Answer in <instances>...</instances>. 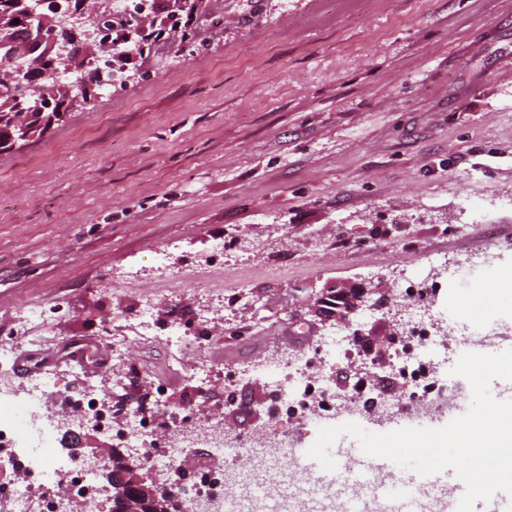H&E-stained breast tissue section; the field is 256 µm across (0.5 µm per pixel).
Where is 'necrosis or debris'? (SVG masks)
I'll use <instances>...</instances> for the list:
<instances>
[{
    "instance_id": "4bbe7bcc",
    "label": "necrosis or debris",
    "mask_w": 512,
    "mask_h": 512,
    "mask_svg": "<svg viewBox=\"0 0 512 512\" xmlns=\"http://www.w3.org/2000/svg\"><path fill=\"white\" fill-rule=\"evenodd\" d=\"M435 291V286L416 279L408 280L401 290L409 325L393 346L392 368L403 387L398 400H386L368 381L360 389L337 392L323 371L324 352L316 348L302 352L303 369L291 390L270 388L266 412L288 424L301 425L317 415L393 417L406 410L453 409L464 399L465 390L440 381L425 354L437 340L431 309ZM56 419L58 427L66 429L91 424L116 447L142 454L151 468L164 475L166 485L174 488L178 512H281L283 508L282 495L268 490L276 481L275 474L244 486L237 484L234 471L247 457L292 458V438L285 432L266 433L261 447L256 448L224 436L217 422L192 421L177 409L169 410L166 429L161 432L149 414L121 413L91 386L73 390L69 409L57 412ZM183 440L205 442L212 454L221 458V465L181 467L176 453ZM0 462L9 470L8 476L0 477V512H74L75 506L95 507L114 495L112 486L100 477V460L88 455L71 461L60 482H50L47 474L53 469V459H33L25 451L22 437L1 419Z\"/></svg>"
}]
</instances>
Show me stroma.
I'll list each match as a JSON object with an SVG mask.
<instances>
[{
  "instance_id": "stroma-1",
  "label": "stroma",
  "mask_w": 512,
  "mask_h": 512,
  "mask_svg": "<svg viewBox=\"0 0 512 512\" xmlns=\"http://www.w3.org/2000/svg\"><path fill=\"white\" fill-rule=\"evenodd\" d=\"M193 3V46L153 43L0 149V342L58 357L33 396L13 372L11 413L84 383L132 412L160 383L258 436L289 354L336 344L316 296L349 281L377 302L439 281L440 336L512 347V0ZM200 318L203 344L176 349L167 324ZM74 339L102 364L59 357ZM203 364L245 368L237 402L193 383Z\"/></svg>"
}]
</instances>
